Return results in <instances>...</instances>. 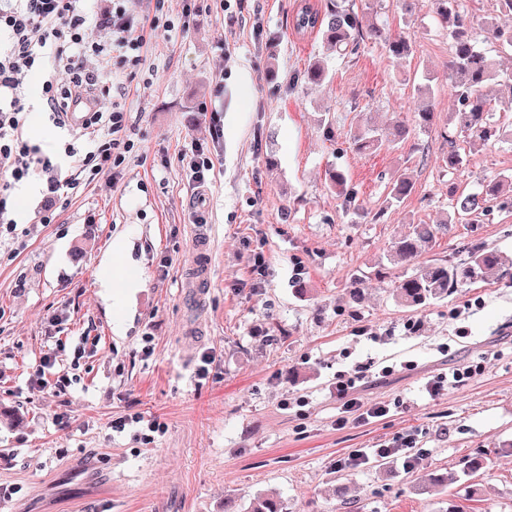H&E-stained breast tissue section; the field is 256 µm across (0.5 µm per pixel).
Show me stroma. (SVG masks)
Instances as JSON below:
<instances>
[{
  "label": "stroma",
  "mask_w": 512,
  "mask_h": 512,
  "mask_svg": "<svg viewBox=\"0 0 512 512\" xmlns=\"http://www.w3.org/2000/svg\"><path fill=\"white\" fill-rule=\"evenodd\" d=\"M301 0H244L223 10L202 0L183 20V0H128L133 16L171 21V35L146 32L142 62L113 69L114 102L128 113L135 147L115 179L81 186L56 223L33 217L47 193L15 200L14 232L0 239V512H224L277 490L287 512H512V194L479 217L453 214L454 196L512 178V141L470 149L448 119V30L419 0H353L376 13L411 53L389 57L361 41L328 58L313 90L302 74L323 48L300 35ZM501 74L487 85L494 121L512 126L505 83L512 50L488 45ZM430 83L436 117L423 131L364 155L347 133L367 114L411 119L417 88ZM224 138L210 146L207 183L194 189L179 155L207 140L210 108ZM333 121V134L320 124ZM466 161L449 171V148ZM338 167L364 209L346 210L328 171ZM403 174L415 184L386 206ZM447 222L422 259L455 256L459 243L500 251L509 265L459 288L448 300L411 310L393 289L401 269L386 255L413 224ZM210 239L208 283L191 287L196 233ZM263 256L255 267V256ZM134 280L122 305L102 285L111 266ZM362 279L359 301L346 290ZM309 296L296 293L297 283ZM214 361L198 376L202 354ZM76 373L66 390L31 386L41 359ZM78 369H71V362ZM482 364L430 397L433 376ZM357 377L354 394L387 405L386 416L338 427L336 376ZM165 425L142 444L112 429L130 412ZM66 414L67 429L55 424ZM411 439L416 462L370 458L337 469L356 448ZM484 469L464 471L471 451ZM447 475L443 487L423 472ZM477 485L484 498L464 499Z\"/></svg>",
  "instance_id": "1"
}]
</instances>
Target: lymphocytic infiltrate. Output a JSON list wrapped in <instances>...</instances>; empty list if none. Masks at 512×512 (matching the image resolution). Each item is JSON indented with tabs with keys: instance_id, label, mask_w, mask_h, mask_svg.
Masks as SVG:
<instances>
[{
	"instance_id": "lymphocytic-infiltrate-1",
	"label": "lymphocytic infiltrate",
	"mask_w": 512,
	"mask_h": 512,
	"mask_svg": "<svg viewBox=\"0 0 512 512\" xmlns=\"http://www.w3.org/2000/svg\"><path fill=\"white\" fill-rule=\"evenodd\" d=\"M85 0H0V32L9 44L0 50V224L10 223L12 200L8 191L13 183L53 169L51 160L28 142L26 135V81L45 54L55 56L60 74L47 75L42 83V104L50 120L60 128L69 127V115L83 112L82 130L94 131L87 143L70 140L63 154L73 164L77 176L66 182H51L52 192H69L80 185L81 177L96 179L111 173L134 148L127 134L128 118L120 104L110 103L111 88L98 74L86 67L88 58H96L104 68L135 66L141 61L139 51L145 29L171 32V25L151 20L141 25L127 12L122 0H115L110 13L98 19V26L108 30L105 42L87 37L90 21ZM94 97L93 109H86V97ZM354 377L339 374L336 398L341 404L337 425L348 421L380 418L386 406H363L350 396Z\"/></svg>"
}]
</instances>
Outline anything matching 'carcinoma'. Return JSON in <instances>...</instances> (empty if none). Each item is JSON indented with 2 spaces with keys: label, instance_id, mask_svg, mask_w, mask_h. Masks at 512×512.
Listing matches in <instances>:
<instances>
[{
  "label": "carcinoma",
  "instance_id": "carcinoma-1",
  "mask_svg": "<svg viewBox=\"0 0 512 512\" xmlns=\"http://www.w3.org/2000/svg\"><path fill=\"white\" fill-rule=\"evenodd\" d=\"M430 6L441 23L448 28L451 37V59L448 65V87L458 108L452 121L460 131L466 133L471 142L482 146L506 136L500 126L492 120L483 89L497 79L495 59L478 47L477 41L467 35L465 23L467 7L464 0H430ZM298 33H316L325 45L338 56H346L350 47L363 39L383 44L387 53L402 58L411 53L407 39L398 35L391 37L375 17L358 14L345 4V0H323L316 6L305 3L293 19ZM484 40L500 47L512 49V28L504 29L491 21L483 23ZM307 83L319 86L328 78L327 67L320 59L311 61L304 71ZM431 87H418L419 106L413 121L421 128L433 125L434 112L431 105ZM408 133L404 122L399 121L388 131L374 121H367L364 129L351 136L355 149L360 153H376ZM512 188L505 181L481 191L460 194L452 203L457 215H482L490 204L500 198L503 186ZM415 191V185L405 176L390 184L386 197L388 205L404 201ZM448 232L447 224H413L411 231L393 239L387 260L398 268L405 269L394 288L396 301L414 310L442 301L467 283L484 279L486 274L502 264L497 251L477 247L468 251L464 261L451 265L446 262L422 261L419 259L421 244L432 241L438 234ZM224 512H283L282 503L272 493L259 495L244 510L234 499L224 500Z\"/></svg>",
  "mask_w": 512,
  "mask_h": 512
}]
</instances>
